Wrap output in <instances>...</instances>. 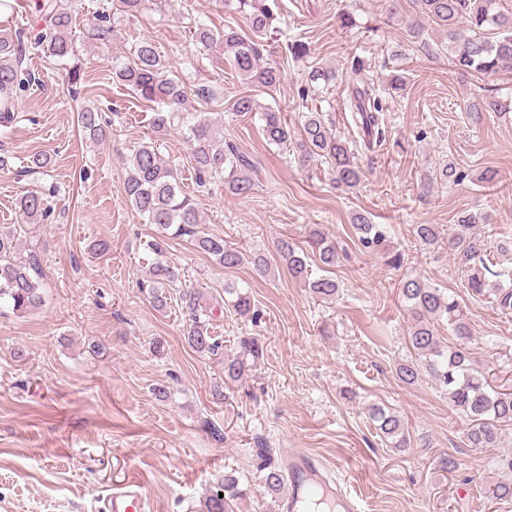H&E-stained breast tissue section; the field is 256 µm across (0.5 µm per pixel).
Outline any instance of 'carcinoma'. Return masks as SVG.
<instances>
[{"label":"carcinoma","mask_w":512,"mask_h":512,"mask_svg":"<svg viewBox=\"0 0 512 512\" xmlns=\"http://www.w3.org/2000/svg\"><path fill=\"white\" fill-rule=\"evenodd\" d=\"M413 4L416 19L409 32L412 38L420 40L425 52L432 53L429 42L422 39V23L427 22L444 32L448 39V57L459 72L495 76L504 69L512 70V14L501 12L497 0H413ZM224 6L246 13L251 33L232 27L219 32L197 23L193 35L197 47L207 51L217 43L222 44L234 70L245 80L261 88L276 87L280 82V69L260 64V42L268 34L273 20L268 0H224ZM36 8L44 27L34 38L35 47L58 60L70 58L74 53L70 9L61 0H38ZM23 52L21 39L0 36V126L11 124L19 92L39 81L35 71L22 68ZM112 74L137 97L161 105L151 119L156 131H184L190 147L191 167L200 185L222 182L235 195H250L261 161L235 141L217 137L216 121L209 113L183 111L187 87L162 60L152 40H140L135 45L132 61L112 65ZM385 103V98L361 78L348 89L346 107L367 152L374 151L385 141L386 131L379 122ZM258 109V101L251 94L242 95L231 104L232 114L240 117L255 114ZM489 111L512 112V99L476 100L469 105L467 117L476 123ZM260 117L264 137L269 143L288 142V126L280 113L267 108ZM77 126L92 140L105 135L101 115L92 108L77 112ZM299 152L304 162L315 157L324 159L330 181L347 191L357 189L364 180L365 172L354 160V152L319 112L305 116ZM124 195L155 228V235L147 243V248L157 258L148 280L153 302L163 307L168 289H180L187 343L201 354L218 353L222 342L209 330L210 315L203 305V293L198 288L183 286L180 268L162 260L166 240L194 233L200 218L195 202L182 191L177 170L161 157L154 144L143 143L131 155ZM18 205L27 224H37L49 213L46 199L37 192L21 196ZM485 223L487 215L481 212L462 213L458 224L448 233V254L465 274L472 296L488 299L499 311L509 314L512 312V266L501 268L489 259L488 242L479 233V225ZM353 224L363 245L380 246L384 242L383 230L371 223L369 217L357 214ZM414 233L426 246L438 243L439 234L433 224H417ZM311 237L317 245L319 261L326 267L336 265L339 259L336 242L320 229L312 230ZM17 241L15 230L0 229V301L11 303L13 310L22 314L43 303L41 259L35 250L22 259L17 258ZM196 247L226 269L239 266L244 259L241 251L226 245L220 236H199ZM275 249L295 280L306 283L323 300L336 298L339 293L336 279L330 276L311 278L307 261L292 242L281 238L276 241ZM399 288L412 320L408 344L415 357L397 363L396 376L406 385H414L425 376L431 378L448 396L451 409L468 422L466 440L470 446L500 447L505 427L512 426V393L493 390L485 376L473 367L469 352L472 331L461 304L454 296L418 278L403 280ZM224 293L231 296L227 304L238 315L251 314L248 294L235 288H226ZM439 320L447 321L453 343L443 342L438 335L435 323ZM260 350L258 338L242 337L236 353L224 358V380L236 382L242 378ZM370 419L389 447H411L410 434L397 414L373 408ZM263 481L267 490L275 495L286 485L284 472L272 465L266 467ZM239 494L236 478L224 476L206 496L204 512H229L230 501Z\"/></svg>","instance_id":"cac0c4a2"}]
</instances>
